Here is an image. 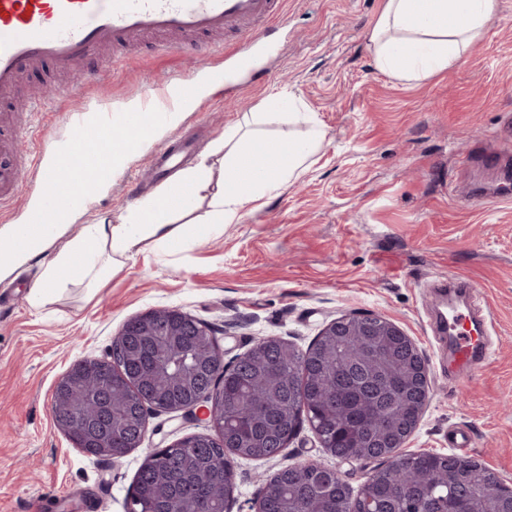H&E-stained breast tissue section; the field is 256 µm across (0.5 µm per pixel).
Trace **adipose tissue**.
<instances>
[{
    "mask_svg": "<svg viewBox=\"0 0 512 512\" xmlns=\"http://www.w3.org/2000/svg\"><path fill=\"white\" fill-rule=\"evenodd\" d=\"M498 8L499 0H385L367 41L380 70L401 81L423 82L461 61ZM323 138L314 125L305 138L268 142L265 154L258 157L250 152L246 126L228 128L213 148L217 160L202 157L119 223L87 224L66 238L67 228L86 205L78 200L65 212L49 214L47 225L34 228L28 253L1 251L0 270L42 256V273L28 295L34 307L61 291L63 272H76L80 281L95 286L132 258L142 243L170 245L180 233L172 214L192 211L198 198L207 199L210 207L206 232L239 223L256 202L278 195L306 170Z\"/></svg>",
    "mask_w": 512,
    "mask_h": 512,
    "instance_id": "adipose-tissue-1",
    "label": "adipose tissue"
}]
</instances>
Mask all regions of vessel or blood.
<instances>
[{"label": "vessel or blood", "mask_w": 512, "mask_h": 512, "mask_svg": "<svg viewBox=\"0 0 512 512\" xmlns=\"http://www.w3.org/2000/svg\"><path fill=\"white\" fill-rule=\"evenodd\" d=\"M283 0H0V99L10 98L22 72L49 61L66 74L94 62L98 74L116 69L120 56L107 47L135 49L143 37L167 36L177 47L197 40L201 54H220L224 64L202 70L210 88L234 84L241 70L277 49L276 33L287 16ZM233 34L236 47L225 52L218 36ZM191 83H155L139 106L120 112L67 115L71 135L65 146L39 149L28 167L13 162L16 137H0V205L20 194L30 175L46 190L28 204L30 218L46 204L68 207L76 198L112 182L115 159L151 123L162 119ZM474 288L443 296L437 327L446 333L458 380L470 379L489 359L490 314L475 303Z\"/></svg>", "instance_id": "b4317fda"}]
</instances>
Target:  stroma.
I'll use <instances>...</instances> for the list:
<instances>
[{
	"label": "stroma",
	"mask_w": 512,
	"mask_h": 512,
	"mask_svg": "<svg viewBox=\"0 0 512 512\" xmlns=\"http://www.w3.org/2000/svg\"><path fill=\"white\" fill-rule=\"evenodd\" d=\"M384 0H288L278 54L242 73L224 97L198 95L160 130L158 144H190L187 165L244 113L277 94L301 99L325 137L313 162L278 196L218 236L188 230L161 251L145 247L88 291L67 283L40 308L27 296L40 257L0 275V512H125L146 449L204 432L181 414H149L141 448L116 462L90 458L57 429L52 398L75 361L106 356L121 326L148 310L178 308L208 324L225 358L280 336L306 349L324 326L361 312L395 322L424 355L431 398L411 453H451L448 433L464 425V456L512 487V0L463 60L429 81L380 71L365 33ZM200 63L185 48L162 54L145 44L117 71L58 98L47 121L65 141L70 112L135 105L150 83L184 79ZM471 164H463L466 156ZM494 164L481 163V156ZM146 155L131 157L88 201L83 221L119 219L164 188ZM462 277L491 311L496 351L467 383L448 371V351L431 340L434 282ZM308 460L334 464L310 426L279 457L235 460L231 512H251L264 479Z\"/></svg>",
	"instance_id": "obj_1"
}]
</instances>
